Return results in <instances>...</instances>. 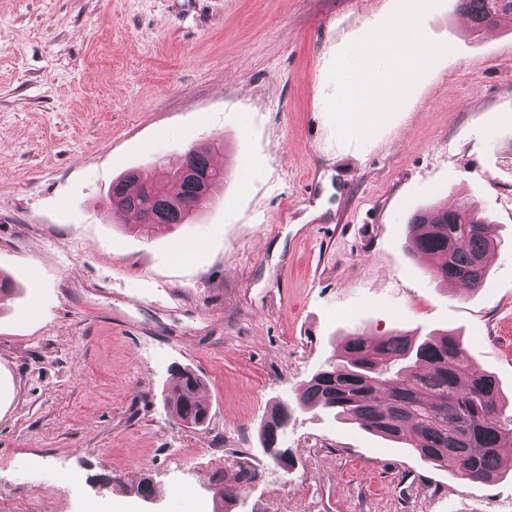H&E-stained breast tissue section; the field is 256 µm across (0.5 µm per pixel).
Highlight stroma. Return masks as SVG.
<instances>
[{"label":"stroma","mask_w":512,"mask_h":512,"mask_svg":"<svg viewBox=\"0 0 512 512\" xmlns=\"http://www.w3.org/2000/svg\"><path fill=\"white\" fill-rule=\"evenodd\" d=\"M394 5L0 0V512H214L211 475L242 462L230 512H512V473L297 408L353 332L449 333L512 399V24L472 33L442 0L422 26L451 53L342 144L331 62ZM211 142L227 177L191 223L147 237L106 206L125 170ZM456 203L495 242L477 289L406 248L414 211ZM183 368L196 429L165 402ZM283 405L276 465L259 431ZM203 386L197 373L183 369L179 373L178 387L166 398L180 423L187 428L202 427L208 420L209 406L200 396Z\"/></svg>","instance_id":"35a3bbf8"}]
</instances>
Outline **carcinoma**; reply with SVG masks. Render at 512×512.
<instances>
[{
	"label": "carcinoma",
	"mask_w": 512,
	"mask_h": 512,
	"mask_svg": "<svg viewBox=\"0 0 512 512\" xmlns=\"http://www.w3.org/2000/svg\"><path fill=\"white\" fill-rule=\"evenodd\" d=\"M458 6L475 32L512 21V0H458ZM214 149L213 144L190 148L175 168L161 163L164 176L157 169L150 177L128 171L112 183V207L124 214L131 230L189 223L190 215L208 208L210 188L224 181V170L210 163ZM166 180L179 184L181 193L164 191ZM408 226V249L429 255L435 279L446 284L460 277L471 288L482 286L493 243L476 210H421ZM203 386L197 373L183 369L178 387L166 398L187 428L208 420L209 406L200 396ZM299 405L341 417L474 482L512 471V417H503L496 380L471 366L467 350L453 336L352 333L333 361L312 375ZM289 420V408L282 407L261 430L262 451L274 462L287 457L288 449L276 448L274 442ZM256 478V471L243 464L229 476L213 475L211 483L227 507L236 502L242 483Z\"/></svg>",
	"instance_id": "obj_1"
}]
</instances>
